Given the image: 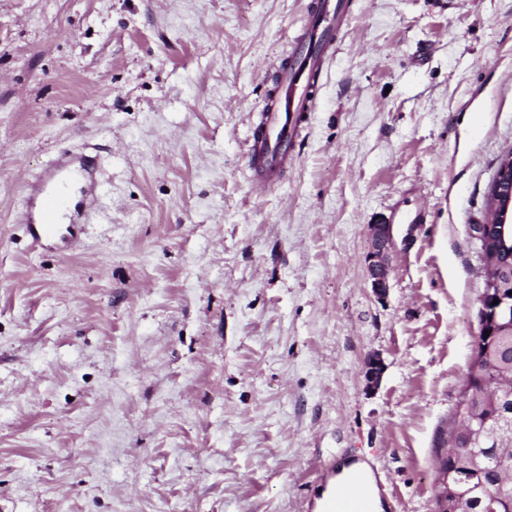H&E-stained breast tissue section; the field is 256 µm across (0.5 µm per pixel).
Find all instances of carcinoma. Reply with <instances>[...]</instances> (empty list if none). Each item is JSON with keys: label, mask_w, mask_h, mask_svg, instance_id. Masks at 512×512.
Segmentation results:
<instances>
[{"label": "carcinoma", "mask_w": 512, "mask_h": 512, "mask_svg": "<svg viewBox=\"0 0 512 512\" xmlns=\"http://www.w3.org/2000/svg\"><path fill=\"white\" fill-rule=\"evenodd\" d=\"M466 376L460 391L482 394L469 410L454 412L464 421L448 429L449 463L461 473L456 492L467 512H512V448L500 446L499 434L512 427V332L475 338ZM485 462L474 476L469 470L472 455Z\"/></svg>", "instance_id": "carcinoma-1"}]
</instances>
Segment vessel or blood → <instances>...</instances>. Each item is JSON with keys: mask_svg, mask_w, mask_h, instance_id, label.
<instances>
[{"mask_svg": "<svg viewBox=\"0 0 512 512\" xmlns=\"http://www.w3.org/2000/svg\"><path fill=\"white\" fill-rule=\"evenodd\" d=\"M345 0H318L294 46L278 64L279 81L272 88L248 147L249 169L255 180L272 184L287 168L303 123L313 108L304 93L308 77L321 72L326 52L345 17ZM101 183L93 161L83 152L56 161L43 179L33 185L22 222L37 243H50L60 220L81 232L96 214ZM374 493L365 470H352L334 489L322 496L320 512H368Z\"/></svg>", "mask_w": 512, "mask_h": 512, "instance_id": "obj_1", "label": "vessel or blood"}]
</instances>
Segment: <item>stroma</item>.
I'll list each match as a JSON object with an SVG mask.
<instances>
[{
    "label": "stroma",
    "instance_id": "35a3bbf8",
    "mask_svg": "<svg viewBox=\"0 0 512 512\" xmlns=\"http://www.w3.org/2000/svg\"><path fill=\"white\" fill-rule=\"evenodd\" d=\"M311 2L0 0V512H319L357 462L382 512H435L471 227L512 149V0H348L262 185L250 134ZM82 150L101 207L35 247L29 188ZM369 247L365 256L368 281L376 296L383 299L390 288V256L394 245V226L381 221L369 226Z\"/></svg>",
    "mask_w": 512,
    "mask_h": 512
}]
</instances>
